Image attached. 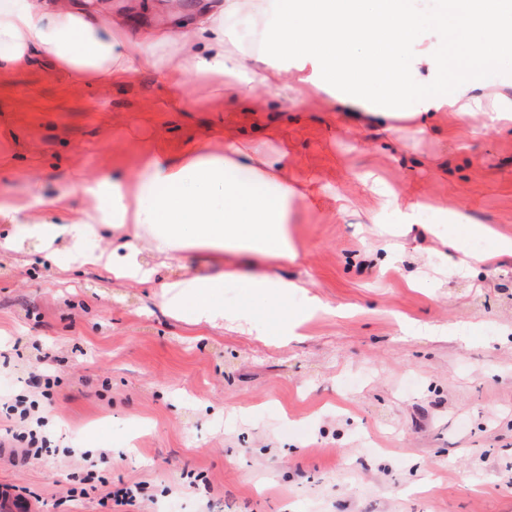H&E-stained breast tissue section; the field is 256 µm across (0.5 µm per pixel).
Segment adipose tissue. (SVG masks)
<instances>
[{
    "label": "adipose tissue",
    "instance_id": "1",
    "mask_svg": "<svg viewBox=\"0 0 512 512\" xmlns=\"http://www.w3.org/2000/svg\"><path fill=\"white\" fill-rule=\"evenodd\" d=\"M437 3L427 43L415 36V0H202L180 28L113 13L110 0H0V82L41 52L79 82L123 83L147 71L216 93L283 87L297 107L318 99L331 110L384 115L397 138L425 133L431 112L464 120L491 108L495 122L512 123L504 94L484 80L512 62L505 6ZM238 25L256 33L252 49L230 50ZM166 46L176 58L163 54ZM456 72L464 79L449 87L445 77ZM326 191L289 171L284 141L259 152L227 134L175 155L158 144L122 177L78 176L52 200L36 176L24 195H1L0 217L11 226L0 235V256L29 241L49 259L65 243L79 266L154 289L174 319L203 330L246 321L257 339L285 346L330 305L307 296L299 313L271 327L251 308L225 307L224 290L244 285L252 308L286 305L303 290L279 270L299 257L290 232L297 208L318 209ZM51 203L64 207L63 222L37 221L34 211Z\"/></svg>",
    "mask_w": 512,
    "mask_h": 512
}]
</instances>
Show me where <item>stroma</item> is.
I'll return each instance as SVG.
<instances>
[{
	"label": "stroma",
	"mask_w": 512,
	"mask_h": 512,
	"mask_svg": "<svg viewBox=\"0 0 512 512\" xmlns=\"http://www.w3.org/2000/svg\"><path fill=\"white\" fill-rule=\"evenodd\" d=\"M161 76L73 87L47 57L0 86V193L40 174L117 176L164 132L170 151L226 125L330 186L321 212L299 210V258L281 275L336 312L300 342L245 328L196 330L163 314L153 291L92 267L0 259V394L23 393L49 353L47 415L60 454L0 447V485L31 512H109L101 500L147 483L135 512H512V260L441 273L452 224H484V249L512 238V129L435 112L423 135L391 137L384 116L351 124L344 106L297 109L264 93L255 112L196 84L184 105ZM448 205L421 211L406 236L365 174ZM108 460L88 495L70 497L82 452Z\"/></svg>",
	"instance_id": "stroma-1"
}]
</instances>
